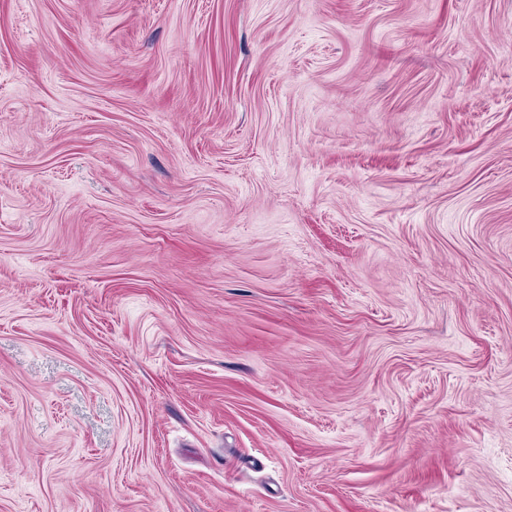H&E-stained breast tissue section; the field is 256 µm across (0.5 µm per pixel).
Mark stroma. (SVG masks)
Masks as SVG:
<instances>
[{
    "instance_id": "stroma-1",
    "label": "stroma",
    "mask_w": 512,
    "mask_h": 512,
    "mask_svg": "<svg viewBox=\"0 0 512 512\" xmlns=\"http://www.w3.org/2000/svg\"><path fill=\"white\" fill-rule=\"evenodd\" d=\"M0 512H512V0H0Z\"/></svg>"
}]
</instances>
